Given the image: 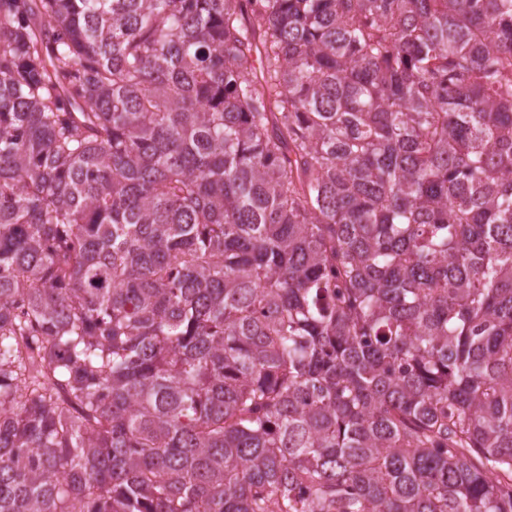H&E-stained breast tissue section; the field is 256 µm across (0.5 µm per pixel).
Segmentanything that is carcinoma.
I'll use <instances>...</instances> for the list:
<instances>
[{
	"instance_id": "1",
	"label": "carcinoma",
	"mask_w": 512,
	"mask_h": 512,
	"mask_svg": "<svg viewBox=\"0 0 512 512\" xmlns=\"http://www.w3.org/2000/svg\"><path fill=\"white\" fill-rule=\"evenodd\" d=\"M0 512H512V0H0Z\"/></svg>"
}]
</instances>
